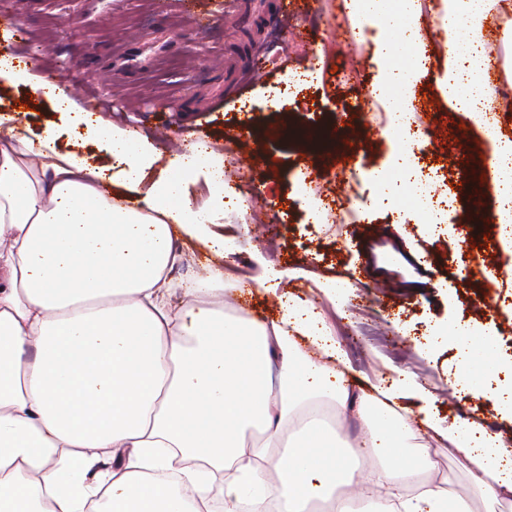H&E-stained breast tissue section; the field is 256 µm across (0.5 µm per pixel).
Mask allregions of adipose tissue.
<instances>
[{"instance_id": "1", "label": "adipose tissue", "mask_w": 512, "mask_h": 512, "mask_svg": "<svg viewBox=\"0 0 512 512\" xmlns=\"http://www.w3.org/2000/svg\"><path fill=\"white\" fill-rule=\"evenodd\" d=\"M352 7L363 18L358 42L383 67L397 48L387 0ZM495 10L512 11V0H442L450 48L436 81L489 139L512 259V139L488 120L486 58L465 39ZM423 66L416 57L407 73L382 75L390 136L408 123ZM87 126L106 163L59 151L52 132L0 127V512H211L217 496L224 512H356L383 495L397 512H474L470 494L445 480L411 493L429 462L423 429L463 454L488 503L512 500V448L501 437L429 414L414 429L408 381L355 392L311 301L290 297L278 318L245 320L224 312L223 269L173 287L176 232L224 250L223 165L196 203L189 175L205 145L172 156L153 181L144 138L101 118ZM105 180L135 204L106 197ZM433 336L455 340V393L512 410V385L487 384L493 341L466 323ZM325 403L352 412L356 439L325 424ZM104 449L117 466L101 469Z\"/></svg>"}]
</instances>
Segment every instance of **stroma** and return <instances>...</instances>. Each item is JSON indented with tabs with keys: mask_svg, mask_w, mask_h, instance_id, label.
Returning <instances> with one entry per match:
<instances>
[{
	"mask_svg": "<svg viewBox=\"0 0 512 512\" xmlns=\"http://www.w3.org/2000/svg\"><path fill=\"white\" fill-rule=\"evenodd\" d=\"M226 0H0V13L17 18L26 37L17 42L0 29V47L24 64L41 47L39 74H51L79 104L96 101L98 116L146 137L162 155L206 144L224 159L230 184L253 185L245 209L225 217V245L232 264L253 267L260 255L288 271L282 292L311 299L335 325L352 362L350 378L367 387L375 374L412 373L435 398L432 411L448 422L474 421L488 433L512 437V413L482 398L458 396L449 382L456 351L443 342L425 344L431 330L470 323L478 337L498 345L499 370L489 383L512 380V266L486 220L498 198L490 177L487 146L466 115L453 108L434 81L445 54L433 38L434 20L422 13L418 41L400 50H421L425 67L415 79L423 112L439 128H462L459 140L418 144L408 136V160L417 179L441 186V173L460 169L467 184L481 183V208L469 195H457V214L432 235L411 197H384L368 180L387 164L396 146L385 120L363 109L376 91L379 68L372 49L351 42L356 23L339 0H291L287 11H272L255 30L235 29ZM145 30L171 40L172 49L145 68L117 70L115 56ZM234 74L242 97L212 100L210 91ZM267 97L270 105L251 108ZM11 125L21 132L53 129L61 150L90 162L104 153L73 113L55 111L44 97L21 85L0 97ZM247 123L244 142L234 135ZM365 135L363 152H345L350 133ZM357 170L349 184H335L339 168ZM353 198L352 211L334 208L313 214L310 197ZM248 225L245 234L234 233ZM493 260L494 276L463 262L465 249ZM348 283L342 304L332 305L317 287L320 279ZM224 311L247 319L276 316L279 302L240 281L224 284ZM432 479L448 478L472 492L469 464L445 440L427 439Z\"/></svg>",
	"mask_w": 512,
	"mask_h": 512,
	"instance_id": "35a3bbf8",
	"label": "stroma"
}]
</instances>
